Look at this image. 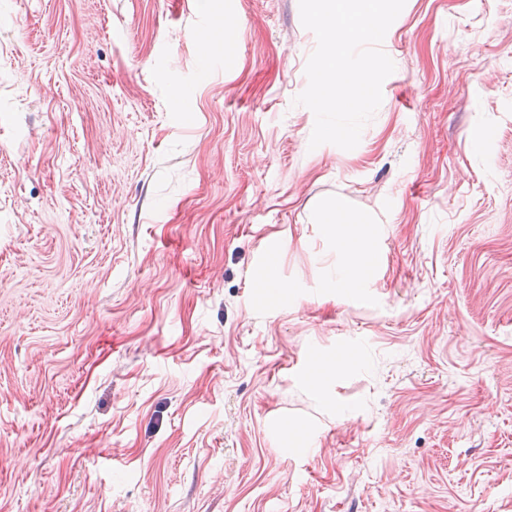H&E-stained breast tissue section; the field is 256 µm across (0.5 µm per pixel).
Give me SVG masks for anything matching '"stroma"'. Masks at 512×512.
Masks as SVG:
<instances>
[{"instance_id":"stroma-1","label":"stroma","mask_w":512,"mask_h":512,"mask_svg":"<svg viewBox=\"0 0 512 512\" xmlns=\"http://www.w3.org/2000/svg\"><path fill=\"white\" fill-rule=\"evenodd\" d=\"M315 47L299 0H0V512H512V0H406L349 151ZM326 223L329 233L336 239V248L343 258V268L337 280V288L358 290L366 288L372 279L376 264V252L372 248L375 233L372 218H365L345 212H331ZM372 268L370 279L368 274Z\"/></svg>"}]
</instances>
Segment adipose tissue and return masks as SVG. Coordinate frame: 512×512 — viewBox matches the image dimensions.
Listing matches in <instances>:
<instances>
[{
	"label": "adipose tissue",
	"mask_w": 512,
	"mask_h": 512,
	"mask_svg": "<svg viewBox=\"0 0 512 512\" xmlns=\"http://www.w3.org/2000/svg\"><path fill=\"white\" fill-rule=\"evenodd\" d=\"M326 227L335 237L336 248L343 258L338 287L353 291L366 287L368 274L376 264V252L371 245L374 234L371 221L339 212L333 214Z\"/></svg>",
	"instance_id": "adipose-tissue-1"
}]
</instances>
